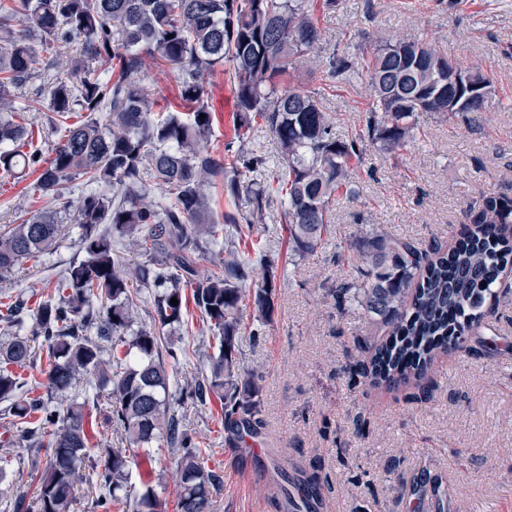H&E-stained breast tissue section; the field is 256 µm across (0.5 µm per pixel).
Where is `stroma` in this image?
Instances as JSON below:
<instances>
[{
    "label": "stroma",
    "mask_w": 512,
    "mask_h": 512,
    "mask_svg": "<svg viewBox=\"0 0 512 512\" xmlns=\"http://www.w3.org/2000/svg\"><path fill=\"white\" fill-rule=\"evenodd\" d=\"M310 2L323 39L295 61L286 81L322 97L337 138L359 131L373 103L367 84L340 88L330 78L326 59L338 47L360 58L376 38L424 36L449 59L478 66L494 90L481 111L421 115L415 139L399 152L367 145L358 196L337 198L314 257L292 261L278 205L266 207L254 224L247 252L268 255L278 268L271 324L238 346L241 366L264 376L259 438L301 460L322 491L320 512H421L420 501L439 489L450 491L451 512H512V261L464 347L438 356L422 379L395 388L351 373L357 346L380 342L384 332L336 297L337 285L358 274L357 253L347 245L357 228L375 224L421 249L446 250L469 228V209L483 195L512 198V0H338L331 10L322 9V0ZM206 90L213 114L207 145L220 148L233 136V92L223 70L207 75ZM49 116L43 103L17 115L45 159L61 136ZM36 178L32 171L20 180L0 176V219L28 208ZM79 250L78 229L67 224L57 252L0 279V294L22 295L36 308ZM183 340L187 355L176 368L182 383L203 371L215 344L194 311ZM221 408L215 397L176 407L202 443L205 466L223 479L214 512H278L273 460L251 456L227 437ZM90 415L92 458L128 447L107 392H99ZM48 454L0 445L12 497L35 504L32 461ZM152 455L151 466L135 469L132 480L155 489L162 512H176L171 454L159 443Z\"/></svg>",
    "instance_id": "stroma-1"
}]
</instances>
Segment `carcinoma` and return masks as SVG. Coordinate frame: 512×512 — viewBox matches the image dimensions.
<instances>
[{
	"mask_svg": "<svg viewBox=\"0 0 512 512\" xmlns=\"http://www.w3.org/2000/svg\"><path fill=\"white\" fill-rule=\"evenodd\" d=\"M10 2L0 3V172L15 178L39 169L43 205L22 223L0 227V277L55 251L69 214L78 224L83 256L63 270L56 296L35 313L20 298L0 312V402L22 425L6 446L17 441L51 450L44 466H33L40 485L36 512H71L76 479L87 467L101 512L120 504L131 512H159L152 487L135 490L136 456L109 448L99 461L91 459V397L76 391L85 376L95 390L110 391L112 418L143 461L152 462L153 443L166 444L178 475L176 512H214L221 476L205 467L170 391L168 366L186 354L178 343L187 305L218 344L201 375L183 387L185 396L201 404L218 397L224 430L235 437L259 433L264 378L243 369L235 351L244 318L254 336L272 321L277 267L262 256H242L234 239L275 202L288 224L291 255L314 256L338 192L356 193L365 141L383 152L400 151L414 138L418 115L477 112L491 91L459 92L440 69L448 56L423 39L379 40L359 63L336 54L328 62L336 86L351 88L363 74L374 93L363 128L341 140L316 93L280 83L322 40L309 0ZM75 37L76 52L61 61L62 47ZM147 56L173 69L190 111L162 116L147 91L132 84ZM219 67L233 88L238 132L222 154L200 148L212 129L204 79ZM16 89L27 91L32 102L47 99L55 125L65 131L45 166L38 153L19 150L28 130L15 117L28 105H15ZM75 112L87 116L67 123ZM258 123L279 147L273 169L244 145L241 131ZM77 176L96 189L73 203L63 188ZM153 184L170 196H151ZM218 186L228 201L220 220L211 208V190ZM472 223L450 251L431 255L377 226L351 235L349 246L363 268L341 284V301L386 332L375 347H358L373 351L356 359L362 376L390 388L419 378L448 351L449 337L479 325L500 263L512 255L500 232V225L512 223V200L483 197ZM223 239L224 259L200 273L199 259ZM128 248L146 257L133 272L123 268ZM133 279L153 296L149 325L137 324ZM39 337L48 355L45 395L32 398L13 367L34 360L32 343ZM302 483L306 498L315 495L316 483L286 472L281 491L287 495Z\"/></svg>",
	"mask_w": 512,
	"mask_h": 512,
	"instance_id": "cac0c4a2",
	"label": "carcinoma"
}]
</instances>
